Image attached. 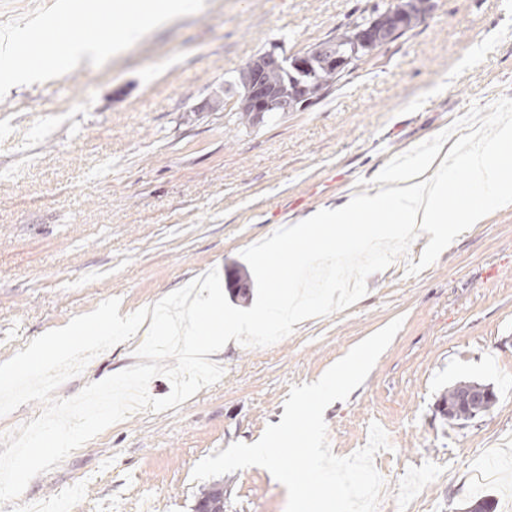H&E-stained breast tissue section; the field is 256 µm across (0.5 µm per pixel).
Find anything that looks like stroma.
Returning a JSON list of instances; mask_svg holds the SVG:
<instances>
[{
    "label": "stroma",
    "instance_id": "35a3bbf8",
    "mask_svg": "<svg viewBox=\"0 0 512 512\" xmlns=\"http://www.w3.org/2000/svg\"><path fill=\"white\" fill-rule=\"evenodd\" d=\"M384 0H205L104 65L25 85L0 99V362L43 333L116 298L151 305L209 270H246L241 252L351 194L374 193L389 159L471 107L512 98V0H432L406 37L363 57L305 109L238 121V71L269 49L308 51ZM29 112L39 127L19 124ZM429 241L367 280L354 305L308 319L263 348L229 345L224 374L182 405L139 410L33 478L0 512L73 493L72 512H195L194 466L276 423L292 386L316 381L396 317L403 325L364 383L327 407L335 455L390 449L396 488L378 512H467L489 495L512 512V205L459 235L419 274ZM141 336L94 357L55 392L77 395L136 364ZM491 385L493 409L447 421L458 381ZM224 512H285L269 471L223 475Z\"/></svg>",
    "mask_w": 512,
    "mask_h": 512
}]
</instances>
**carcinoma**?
<instances>
[{
    "label": "carcinoma",
    "instance_id": "carcinoma-1",
    "mask_svg": "<svg viewBox=\"0 0 512 512\" xmlns=\"http://www.w3.org/2000/svg\"><path fill=\"white\" fill-rule=\"evenodd\" d=\"M431 9L429 0H388L374 15L364 18L353 26L336 33L331 39L336 48V61L331 62L310 50L300 56L286 57L280 69L263 76L265 87L294 102V109L308 107L321 98L332 86L348 75L365 55L377 48L368 43L363 33L371 25L387 28L391 40L395 41L413 30L418 17ZM472 387L470 381H459L441 397L444 407L454 412L445 414L450 421H467L489 412L495 405L492 399L472 407L456 408V396ZM197 505L211 512H224V486L215 483L201 491Z\"/></svg>",
    "mask_w": 512,
    "mask_h": 512
}]
</instances>
